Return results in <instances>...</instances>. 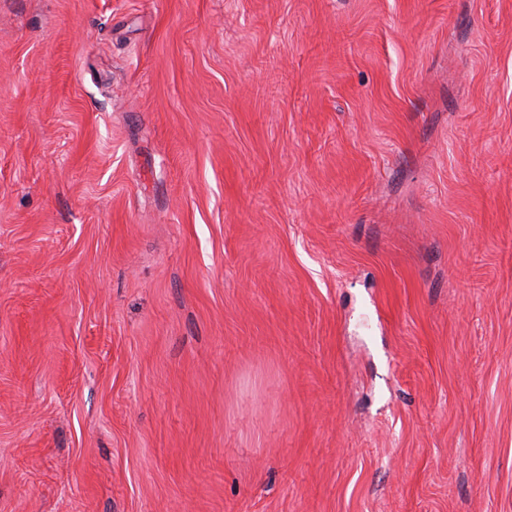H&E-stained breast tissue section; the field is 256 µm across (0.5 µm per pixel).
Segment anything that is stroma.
Here are the masks:
<instances>
[{
  "label": "stroma",
  "mask_w": 512,
  "mask_h": 512,
  "mask_svg": "<svg viewBox=\"0 0 512 512\" xmlns=\"http://www.w3.org/2000/svg\"><path fill=\"white\" fill-rule=\"evenodd\" d=\"M0 512H512V0H0Z\"/></svg>",
  "instance_id": "1"
}]
</instances>
